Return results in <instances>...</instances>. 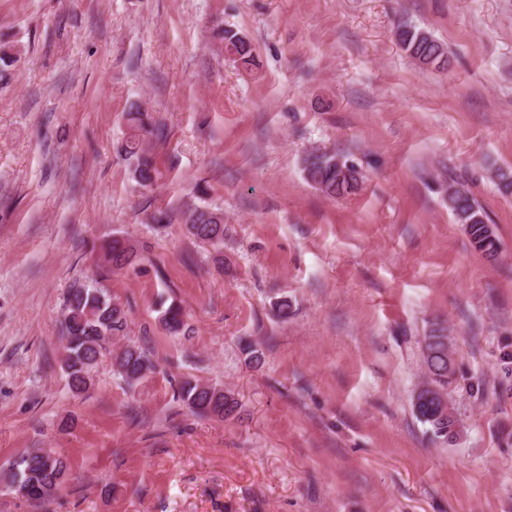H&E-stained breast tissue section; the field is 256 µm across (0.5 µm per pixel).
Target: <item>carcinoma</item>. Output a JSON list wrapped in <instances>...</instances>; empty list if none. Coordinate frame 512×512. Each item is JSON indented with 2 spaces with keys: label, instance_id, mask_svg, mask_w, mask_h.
<instances>
[{
  "label": "carcinoma",
  "instance_id": "carcinoma-1",
  "mask_svg": "<svg viewBox=\"0 0 512 512\" xmlns=\"http://www.w3.org/2000/svg\"><path fill=\"white\" fill-rule=\"evenodd\" d=\"M225 51L245 70L257 66L250 40L232 29L220 33ZM399 46L410 57L427 68L444 70L448 66V51L423 28L405 23L395 30ZM127 134L121 151L131 160V175L136 183L149 189L157 180L154 158L146 144L152 138L164 137L163 127L153 122L148 113L132 104L126 114ZM306 179L330 197H346L359 190L361 176L356 166L336 153H310L303 160ZM448 210L456 223L465 226L474 248L493 256L499 243L490 219L478 200L459 184H448ZM186 231L201 243L221 252L227 225L224 211L199 198V202L179 213ZM141 247L129 236L116 234L103 245V257L98 276L122 270L136 264ZM159 321L171 335L180 334L185 326L181 305L173 300L160 302ZM64 351L59 367L70 391L81 393L91 385L92 372L112 339L126 335L129 327L124 306L113 300L107 289L98 284H82L68 290L63 308ZM448 334L435 324L419 340L420 355L425 367V379L417 387L418 401L412 402L415 417L428 426L435 439L448 440V429L457 426L454 412L448 411ZM154 364L147 349L127 344L112 356L113 374L132 386L152 373ZM179 397L187 408L199 415L229 418L240 405L233 392L218 385L186 380L180 384ZM68 476L67 461L50 449L26 452L9 465V484L25 489L24 497L46 504L58 497Z\"/></svg>",
  "mask_w": 512,
  "mask_h": 512
}]
</instances>
